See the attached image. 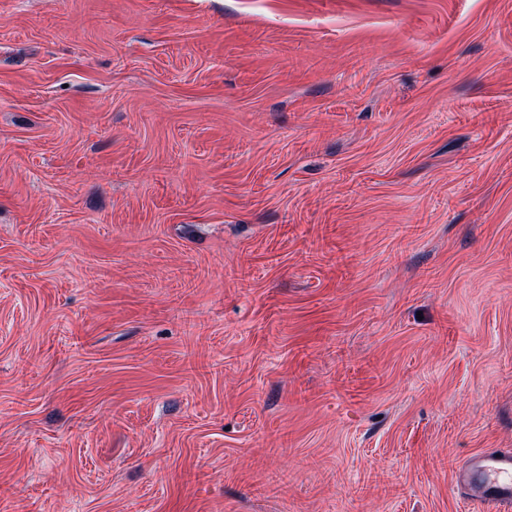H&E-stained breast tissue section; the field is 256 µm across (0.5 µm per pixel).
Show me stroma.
Wrapping results in <instances>:
<instances>
[{"label":"stroma","mask_w":512,"mask_h":512,"mask_svg":"<svg viewBox=\"0 0 512 512\" xmlns=\"http://www.w3.org/2000/svg\"><path fill=\"white\" fill-rule=\"evenodd\" d=\"M512 448V0H0V512H484ZM455 479L482 500L486 511L512 510V451L491 449L474 454L457 468Z\"/></svg>","instance_id":"35a3bbf8"}]
</instances>
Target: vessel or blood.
Wrapping results in <instances>:
<instances>
[{"label": "vessel or blood", "mask_w": 512, "mask_h": 512, "mask_svg": "<svg viewBox=\"0 0 512 512\" xmlns=\"http://www.w3.org/2000/svg\"><path fill=\"white\" fill-rule=\"evenodd\" d=\"M455 479L482 500L487 512H512V451L474 454L457 468Z\"/></svg>", "instance_id": "obj_1"}]
</instances>
